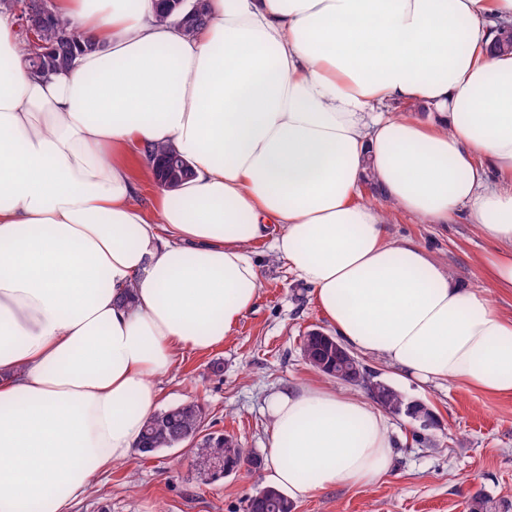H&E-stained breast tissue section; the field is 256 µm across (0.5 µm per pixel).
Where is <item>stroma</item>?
I'll use <instances>...</instances> for the list:
<instances>
[{"label": "stroma", "instance_id": "1", "mask_svg": "<svg viewBox=\"0 0 512 512\" xmlns=\"http://www.w3.org/2000/svg\"><path fill=\"white\" fill-rule=\"evenodd\" d=\"M389 240L426 249L462 286L478 288L506 315L512 291L497 288L481 264L496 245L468 220L424 224L398 216L384 227ZM260 256L262 289L222 344L186 352L156 382L158 407L202 400L206 432L227 433L243 448L268 458L267 403L296 384L325 382L305 361L302 338L331 332L312 287L298 282L267 244ZM364 364L407 399L423 402L437 427L419 432L410 419L390 416L396 452L390 472L369 487L339 485L296 501L294 512H469L472 497L489 512H512V395H489L455 380L406 382L384 360ZM265 469L249 466L223 479H205L191 444L112 466L74 501L71 512H244L246 499L265 485Z\"/></svg>", "mask_w": 512, "mask_h": 512}]
</instances>
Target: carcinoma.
I'll use <instances>...</instances> for the list:
<instances>
[{
  "label": "carcinoma",
  "mask_w": 512,
  "mask_h": 512,
  "mask_svg": "<svg viewBox=\"0 0 512 512\" xmlns=\"http://www.w3.org/2000/svg\"><path fill=\"white\" fill-rule=\"evenodd\" d=\"M185 9L186 5L179 3V0H164L160 4L159 17L163 21L178 18ZM41 41L47 46L45 52L31 44L26 37L22 39L21 46L30 67L39 71L49 68L55 73L67 72L74 66L78 56L95 49V44L79 37L66 38L52 26L42 29ZM172 155L174 150L168 147L151 150L155 178L169 181L175 190L192 176L193 170L188 163L179 170L170 168L168 161ZM331 338L333 335L322 331L309 332L303 337L301 349L309 366L316 372L333 378L339 364L330 344ZM360 368L361 376L355 385L364 389L385 412L395 416L403 415L409 400L395 387L379 379L365 365H360ZM204 421L205 410L198 402L172 406L154 414L146 422L139 442L158 451L190 442L194 444L197 454L210 450L220 452L224 456V466L230 472L242 466L241 448L232 435L208 433L203 438H198L203 431ZM293 509L292 501L271 486L264 487L263 491L248 497L245 502V512H292Z\"/></svg>",
  "instance_id": "cac0c4a2"
}]
</instances>
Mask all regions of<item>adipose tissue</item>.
Returning a JSON list of instances; mask_svg holds the SVG:
<instances>
[{"mask_svg":"<svg viewBox=\"0 0 512 512\" xmlns=\"http://www.w3.org/2000/svg\"><path fill=\"white\" fill-rule=\"evenodd\" d=\"M55 10L98 47L51 78L0 14V512H69L130 458L156 379L256 303L260 241L401 379L512 394V317L384 233L470 219L512 288V53L491 50L512 0H209L192 36L158 0ZM157 145L193 175L148 211ZM267 410L290 499L391 468L358 396L303 384Z\"/></svg>","mask_w":512,"mask_h":512,"instance_id":"obj_1","label":"adipose tissue"}]
</instances>
